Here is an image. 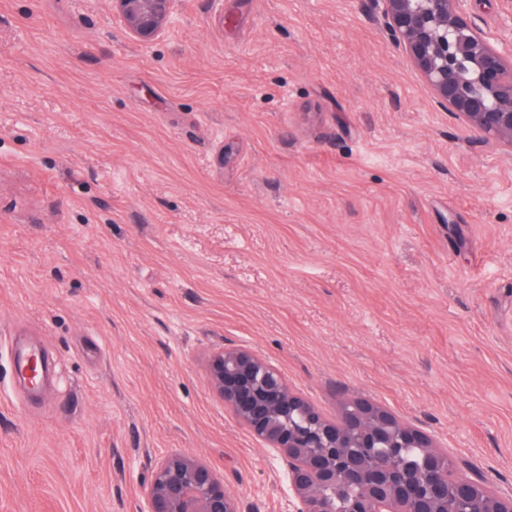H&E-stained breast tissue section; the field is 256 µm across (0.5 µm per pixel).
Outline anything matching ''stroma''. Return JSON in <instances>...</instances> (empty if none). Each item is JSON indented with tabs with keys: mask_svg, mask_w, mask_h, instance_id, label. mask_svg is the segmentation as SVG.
Wrapping results in <instances>:
<instances>
[{
	"mask_svg": "<svg viewBox=\"0 0 512 512\" xmlns=\"http://www.w3.org/2000/svg\"><path fill=\"white\" fill-rule=\"evenodd\" d=\"M468 8L512 51V0ZM174 10L143 45L111 0H0V512H139L172 452L281 512L284 464L208 383L232 348L512 491V149L436 106L369 0Z\"/></svg>",
	"mask_w": 512,
	"mask_h": 512,
	"instance_id": "35a3bbf8",
	"label": "stroma"
}]
</instances>
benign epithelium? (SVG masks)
I'll return each mask as SVG.
<instances>
[{
	"label": "benign epithelium",
	"instance_id": "1",
	"mask_svg": "<svg viewBox=\"0 0 512 512\" xmlns=\"http://www.w3.org/2000/svg\"><path fill=\"white\" fill-rule=\"evenodd\" d=\"M466 0H371L389 41L401 50L443 109L480 141L512 148V56L493 43ZM174 0H112V12L142 45L167 27ZM208 381L237 418L288 466L282 512H512V492L479 476L453 478L448 454L429 434L368 401L324 417L282 374L248 349L208 360ZM408 448L421 449L408 464ZM139 512H242L206 462L171 453L157 462Z\"/></svg>",
	"mask_w": 512,
	"mask_h": 512
}]
</instances>
